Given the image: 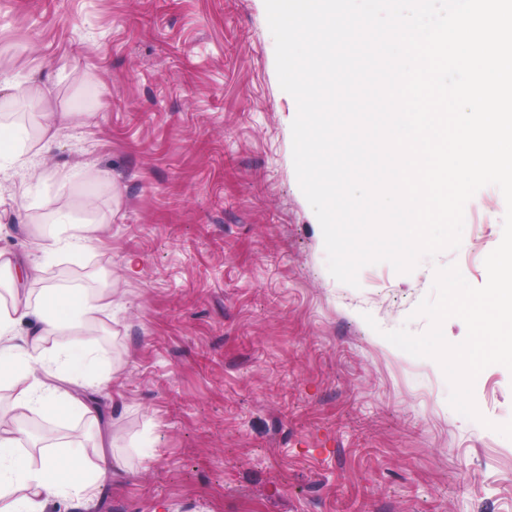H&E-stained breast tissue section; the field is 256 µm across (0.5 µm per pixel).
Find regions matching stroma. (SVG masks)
Listing matches in <instances>:
<instances>
[{
	"label": "stroma",
	"instance_id": "obj_1",
	"mask_svg": "<svg viewBox=\"0 0 512 512\" xmlns=\"http://www.w3.org/2000/svg\"><path fill=\"white\" fill-rule=\"evenodd\" d=\"M1 299L78 287L109 309L77 337L100 357L99 413L21 414L22 459L82 446L89 490L44 512H512V371L474 384L482 421L439 365L384 339L408 327L436 267L485 284L506 211L474 196L459 249L408 274L334 279L295 173L294 98L264 0H0ZM50 144L52 175L27 177ZM69 174L60 182V174ZM101 232L45 257L47 200Z\"/></svg>",
	"mask_w": 512,
	"mask_h": 512
}]
</instances>
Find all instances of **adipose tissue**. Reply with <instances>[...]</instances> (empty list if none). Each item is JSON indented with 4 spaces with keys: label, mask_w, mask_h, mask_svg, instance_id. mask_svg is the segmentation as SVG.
<instances>
[{
    "label": "adipose tissue",
    "mask_w": 512,
    "mask_h": 512,
    "mask_svg": "<svg viewBox=\"0 0 512 512\" xmlns=\"http://www.w3.org/2000/svg\"><path fill=\"white\" fill-rule=\"evenodd\" d=\"M98 230L96 224L63 218L60 230L46 251L90 248ZM105 305L100 298L76 289L45 288L24 308L0 303V381L16 388V410H36L46 414L93 413V406L82 401L87 375L95 365L94 349L71 335L72 330L94 323ZM33 318L39 336L54 337L55 343L39 356H31L14 334L17 323ZM20 439L0 431V512H44L50 499L68 491L92 486L93 477L78 448L65 453L50 452L37 464L19 465Z\"/></svg>",
    "instance_id": "1"
}]
</instances>
